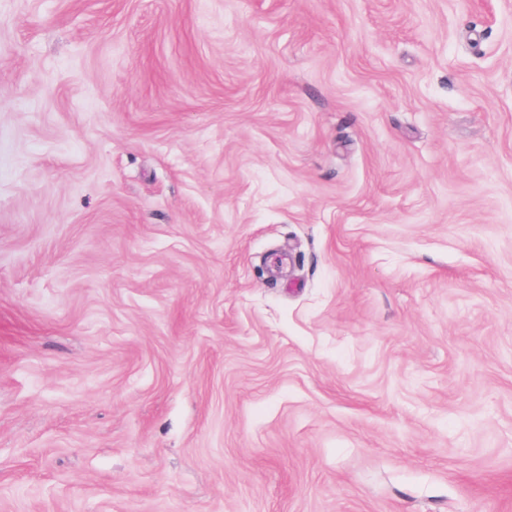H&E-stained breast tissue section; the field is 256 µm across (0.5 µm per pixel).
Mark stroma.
<instances>
[{
	"label": "stroma",
	"instance_id": "35a3bbf8",
	"mask_svg": "<svg viewBox=\"0 0 512 512\" xmlns=\"http://www.w3.org/2000/svg\"><path fill=\"white\" fill-rule=\"evenodd\" d=\"M0 512H512V0H0Z\"/></svg>",
	"mask_w": 512,
	"mask_h": 512
}]
</instances>
